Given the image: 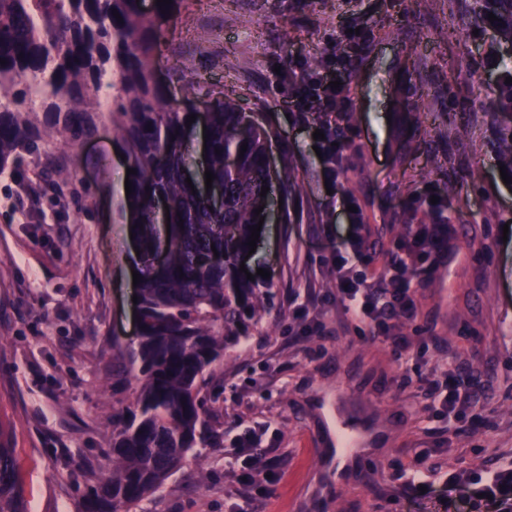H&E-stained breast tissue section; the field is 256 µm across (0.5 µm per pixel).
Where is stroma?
Returning a JSON list of instances; mask_svg holds the SVG:
<instances>
[{
    "label": "stroma",
    "instance_id": "obj_1",
    "mask_svg": "<svg viewBox=\"0 0 512 512\" xmlns=\"http://www.w3.org/2000/svg\"><path fill=\"white\" fill-rule=\"evenodd\" d=\"M479 0H188L164 27L158 80L170 101L187 70L205 100L228 99L276 133L292 160L288 220L263 225L248 272L269 271L274 308L207 374L200 398L215 447L135 512H497L463 478L512 464V184L498 169L490 106L512 43ZM347 26L373 38L346 79L350 143L326 184L313 146L324 116L288 121L301 74L336 67ZM111 131L58 143L73 183L48 186L39 159L0 177V430L16 450L30 512H81L106 467L115 409L134 403L112 347L137 343L126 166ZM354 198L353 225L342 197ZM438 197L457 233L429 272L409 267L416 317L391 340L336 300V254L358 231L354 275L374 280ZM411 357L399 366L395 349ZM448 375L467 402L448 415L427 383ZM264 422L274 483L228 499L243 470L228 433ZM349 423L357 442L336 444ZM205 482H198V469Z\"/></svg>",
    "mask_w": 512,
    "mask_h": 512
}]
</instances>
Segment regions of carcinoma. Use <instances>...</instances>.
Returning <instances> with one entry per match:
<instances>
[{"instance_id": "obj_1", "label": "carcinoma", "mask_w": 512, "mask_h": 512, "mask_svg": "<svg viewBox=\"0 0 512 512\" xmlns=\"http://www.w3.org/2000/svg\"><path fill=\"white\" fill-rule=\"evenodd\" d=\"M184 3L147 12L136 0H0V175L22 182L23 156L47 154L59 134L70 145L94 135L104 114L124 145L126 167L135 170L125 201L139 249L132 260L143 269L141 331L136 346L112 359L139 391L133 406L112 416L109 472L89 489L81 512H131L207 445L200 384L274 307L270 289L239 269L255 209L268 200L261 187L271 186L273 132L252 125L231 102L190 92L172 104L155 79L162 27ZM490 13L512 35V0H484L482 18ZM107 74L112 106L103 113L98 90ZM201 104L209 109L208 138L198 161L214 175L212 190L224 195L213 210L208 195L185 182L195 130L186 118ZM493 106L512 112V84L499 82ZM158 252L167 259L161 273L152 266ZM492 482L509 495L504 512H512V469ZM0 512H28L15 450L2 441Z\"/></svg>"}]
</instances>
